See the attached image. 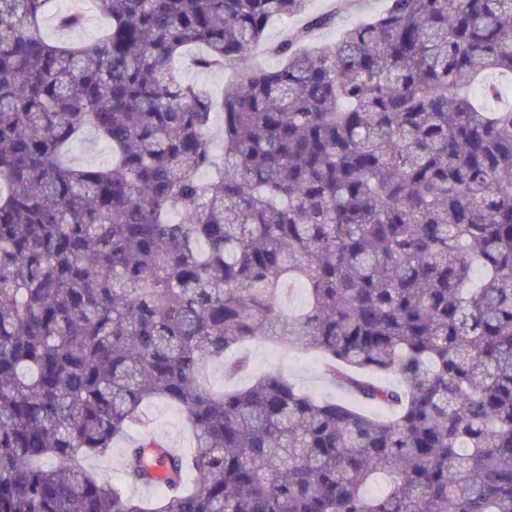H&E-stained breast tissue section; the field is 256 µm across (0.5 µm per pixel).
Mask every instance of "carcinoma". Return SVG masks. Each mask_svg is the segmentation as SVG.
Wrapping results in <instances>:
<instances>
[{"label": "carcinoma", "instance_id": "obj_1", "mask_svg": "<svg viewBox=\"0 0 512 512\" xmlns=\"http://www.w3.org/2000/svg\"><path fill=\"white\" fill-rule=\"evenodd\" d=\"M51 3L0 0V512H512V104L487 82L512 0L286 33L219 97L184 52L241 60L307 0H92L89 44L42 36ZM86 129L109 165L69 160ZM258 340L390 417L279 371L203 382ZM155 399L193 446L129 441L124 481L163 493L125 495L87 460Z\"/></svg>", "mask_w": 512, "mask_h": 512}]
</instances>
